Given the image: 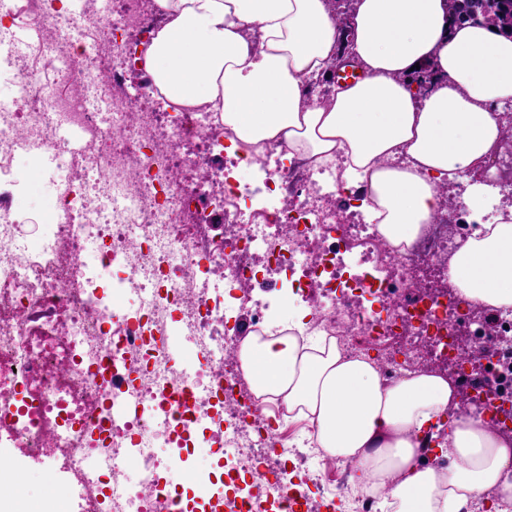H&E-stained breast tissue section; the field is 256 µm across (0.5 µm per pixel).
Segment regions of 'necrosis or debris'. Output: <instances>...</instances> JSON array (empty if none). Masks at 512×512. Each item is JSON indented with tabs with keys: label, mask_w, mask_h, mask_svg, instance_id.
<instances>
[{
	"label": "necrosis or debris",
	"mask_w": 512,
	"mask_h": 512,
	"mask_svg": "<svg viewBox=\"0 0 512 512\" xmlns=\"http://www.w3.org/2000/svg\"><path fill=\"white\" fill-rule=\"evenodd\" d=\"M120 3L105 15L98 0H83L65 14L53 0H25L37 43L27 56L0 54L14 96L0 107V447L65 472L80 490L78 512H188L159 473L200 428L224 450L221 512H310L305 486L326 485L335 463L305 437L283 453L318 467L271 470L266 404L228 329L230 315L278 280L306 303L309 332L335 339L351 359L376 352L385 383L447 374L458 360L453 338L464 334L487 364L472 381L469 416L512 403L503 372L512 314L420 277L448 269L472 236L464 209L421 225L399 248L354 210L366 190H344L342 160L247 182L234 135L209 105L137 109L139 97L159 94L153 83L127 82L152 31L144 0ZM72 28L93 69L76 64L64 36ZM133 29L142 40L130 51ZM58 82L63 99L47 102ZM102 95L110 112L89 111L88 99ZM66 126L82 133L81 148L64 149ZM22 151L65 173L34 243L15 232ZM175 334L195 345L194 372L173 361ZM161 438L169 456L156 451Z\"/></svg>",
	"instance_id": "1"
}]
</instances>
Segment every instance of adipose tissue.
I'll use <instances>...</instances> for the list:
<instances>
[{
	"mask_svg": "<svg viewBox=\"0 0 512 512\" xmlns=\"http://www.w3.org/2000/svg\"><path fill=\"white\" fill-rule=\"evenodd\" d=\"M162 19L144 70L165 100L211 103L247 146L276 143L282 161L344 157L346 185L369 187L362 207L392 245L410 244L443 209V183L488 162L512 104V37L454 24L446 0H355L341 28L331 0H155ZM364 77L325 104L302 90L339 59ZM432 66L417 95L409 81ZM461 296L512 307V206L479 225L454 256ZM239 359L256 395L305 415L327 456L381 490L398 512H487L512 500V443L489 421L452 417L449 379L412 373L394 384L373 356L345 358L336 344L305 350L295 337L246 336ZM430 449L447 472L423 464Z\"/></svg>",
	"mask_w": 512,
	"mask_h": 512,
	"instance_id": "adipose-tissue-1",
	"label": "adipose tissue"
}]
</instances>
